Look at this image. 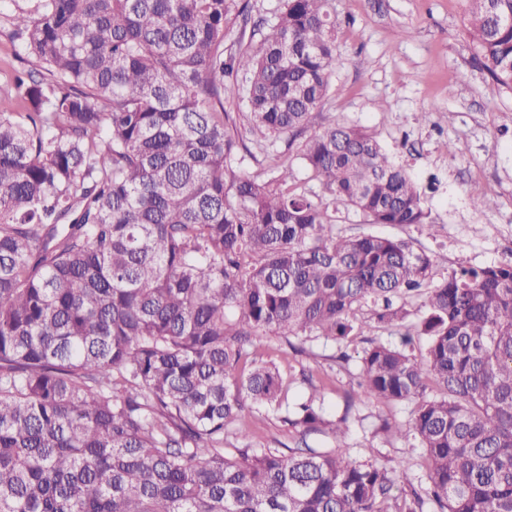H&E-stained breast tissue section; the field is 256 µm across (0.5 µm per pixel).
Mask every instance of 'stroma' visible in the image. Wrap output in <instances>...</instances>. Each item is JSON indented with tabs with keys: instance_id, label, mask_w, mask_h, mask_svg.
I'll list each match as a JSON object with an SVG mask.
<instances>
[{
	"instance_id": "stroma-1",
	"label": "stroma",
	"mask_w": 512,
	"mask_h": 512,
	"mask_svg": "<svg viewBox=\"0 0 512 512\" xmlns=\"http://www.w3.org/2000/svg\"><path fill=\"white\" fill-rule=\"evenodd\" d=\"M339 25L328 99L311 128L337 120L377 132L382 146L425 187L438 234L423 226L368 224L354 212L339 215L349 235L379 234L412 240L431 252L439 276L512 260V93L493 87L472 59L465 35V0H335ZM368 66H361V59ZM455 141L448 154L443 145ZM437 190H428L430 177ZM492 197L485 209L478 195ZM261 358L282 375L310 367L324 383L328 414L346 416L351 459L425 474V458L413 440L394 438L384 421L405 423L411 406L372 401L346 407L364 346L355 336L336 344L321 338L262 339ZM298 434L278 415L259 409L250 417L256 448L295 446Z\"/></svg>"
}]
</instances>
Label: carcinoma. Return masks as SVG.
Returning <instances> with one entry per match:
<instances>
[{
  "instance_id": "carcinoma-1",
  "label": "carcinoma",
  "mask_w": 512,
  "mask_h": 512,
  "mask_svg": "<svg viewBox=\"0 0 512 512\" xmlns=\"http://www.w3.org/2000/svg\"><path fill=\"white\" fill-rule=\"evenodd\" d=\"M331 2L283 0L256 44L227 43L249 0L16 5L21 67L0 78L15 105L0 108V512H512V262L436 281L411 240L339 227L342 206L438 231L375 131L308 133L333 77ZM465 32L512 91V0H467ZM234 101L254 142L286 136L287 151L257 159ZM241 149L260 171L235 165ZM393 326L402 346L373 339ZM265 335L372 337L347 401L412 404L384 429L424 448L425 481L351 459L345 419L315 395L289 406L256 358ZM251 405L300 445L224 448Z\"/></svg>"
}]
</instances>
